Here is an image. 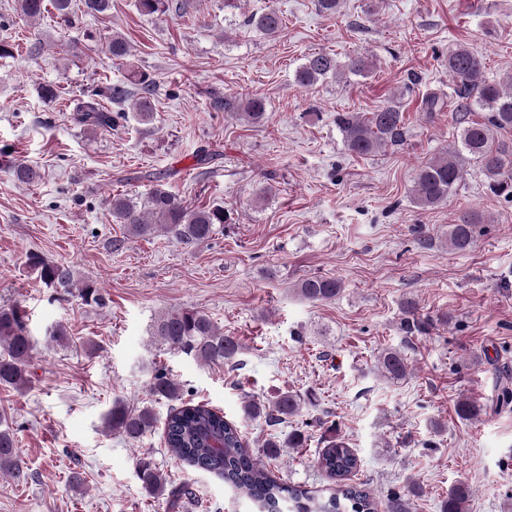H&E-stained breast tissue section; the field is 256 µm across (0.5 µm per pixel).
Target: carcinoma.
I'll return each mask as SVG.
<instances>
[{
	"label": "carcinoma",
	"instance_id": "obj_1",
	"mask_svg": "<svg viewBox=\"0 0 512 512\" xmlns=\"http://www.w3.org/2000/svg\"><path fill=\"white\" fill-rule=\"evenodd\" d=\"M188 0H135L137 11L150 17L167 16L173 11L183 12ZM53 9L60 22L68 25L74 16L73 0H18L20 13L37 19ZM285 24L284 15L276 9L253 13L245 25L268 36H276ZM109 54L124 59L130 55V46L120 36H112L106 43ZM448 74L456 82L457 105L453 122L461 125L458 142L461 147L450 148L418 167L414 179L413 196L423 208H432L448 200L455 192L464 172L463 163L469 160L479 166L489 189L496 195L512 199V139L499 134L512 133V72L499 81L483 78L481 56L469 45L460 44L448 53L445 61ZM371 61L362 56L341 63L330 52H313L305 57L296 70L295 80L304 87H312L328 79H337L345 73L362 74L369 70ZM156 82L144 70L132 69L125 80L105 87H96L91 93L76 99L74 120L93 131L112 129L122 113L113 114L101 104L108 99L114 104L124 103L136 94L133 110L143 123L154 120L152 97ZM485 111L481 121L469 120L472 106ZM224 110L257 123L264 118L263 99L243 98L227 94L213 103ZM336 126L343 136L347 150L357 156L370 155L379 149L402 141L404 119L399 106L389 101L364 117L354 112L336 114ZM12 179L25 185H34L41 179L39 171L17 163L9 169ZM112 217L123 224L127 236L151 240L166 233L185 245H198L209 240L215 225L225 224L227 214L221 206H190L180 197L155 186L138 201L125 194H114L110 200ZM484 216L474 210L462 212L456 223L448 225V246L454 251H469L480 232ZM28 265L37 271L39 279L56 292L75 294L85 303L101 304L99 287L77 277L72 266L50 263L31 253ZM343 282L336 277L311 276L297 284L298 294L305 300L329 302L342 292ZM415 303L408 301L402 308L406 329L410 333L425 331L416 316ZM153 341L170 351L184 353L203 365L222 364L236 358L241 350L239 340L224 335L212 319L198 309L171 310L158 315L150 327ZM0 387L21 389L28 385L27 367L34 354V343L29 334L24 314L16 305L0 306ZM377 370L391 380H401L410 372L407 358L396 349L379 354ZM150 393L171 403L163 426L164 445L185 466L213 474L224 480L236 495L254 504L258 512H378V502L367 492L347 484L359 468L360 461L343 439L334 437L318 452L317 465L336 481L334 492L319 497L297 485L278 480L261 459L247 448L239 425L224 416V412L206 403L183 400L182 386L163 366H157L149 383ZM305 403L300 394L281 391L266 403L249 401L244 405L245 418L263 417L272 423H282L297 415ZM483 408L477 401L463 398L456 402L455 413L465 422L481 418ZM156 417L149 407L134 408L117 401L106 415L107 429L134 443L151 432ZM305 432L296 429L285 440L270 437L263 444V453L276 459L283 448H301ZM0 473L13 482H28L30 473L20 455L17 440L7 418L0 417ZM136 476L145 492L153 498H164L167 505L192 492L185 487L166 490L165 478L149 457L136 462ZM420 487L410 488V496L393 495L385 503V512H411V497ZM472 495L465 482L453 485L442 500L441 512H467Z\"/></svg>",
	"mask_w": 512,
	"mask_h": 512
}]
</instances>
